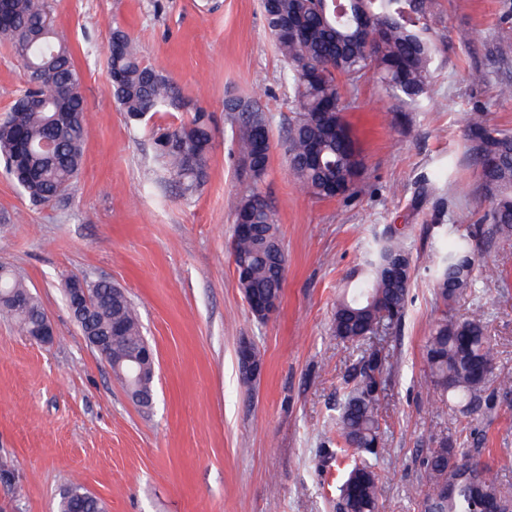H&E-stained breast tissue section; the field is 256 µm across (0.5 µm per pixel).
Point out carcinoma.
I'll return each instance as SVG.
<instances>
[{"label":"carcinoma","instance_id":"1","mask_svg":"<svg viewBox=\"0 0 512 512\" xmlns=\"http://www.w3.org/2000/svg\"><path fill=\"white\" fill-rule=\"evenodd\" d=\"M264 26L285 63L284 80L293 95L294 116L286 128L285 149L296 181L320 199L352 193L363 164L344 119L341 81L373 75L388 97L416 107L427 97L437 48L427 23L428 0H262ZM9 42L22 61L26 82L0 120V162L9 179L34 205L58 202L81 173L87 138L88 107L82 78L72 53L55 31L46 0H0ZM487 54L507 65L512 43L499 41ZM108 65L113 96L128 118L138 122L150 112L177 108L182 101L173 82L144 65L128 34L112 29ZM248 100L224 103L233 113V142L246 177L254 186L268 170L270 154L261 145L270 140L264 110L246 111ZM466 152L477 166L482 187L491 196L483 216L487 228L474 233L512 236V132L491 127L477 107L466 118ZM212 145L211 118L202 108L191 120L155 139L156 157L189 192L206 176ZM234 224H248L246 234L234 231V263L250 271L239 283L245 298L278 296L282 291L276 252L280 240L276 213L256 190L231 202ZM411 263L405 236L387 230L367 253L353 293L336 302L332 333L343 341L369 344L402 318L410 270L396 272L390 261ZM434 288L443 309L425 342L428 379L443 404L453 400L471 416L488 406L497 389L490 388L493 351L482 319L459 320L448 303L472 289L475 262L472 239L459 238L432 258ZM92 296L91 309L74 321L81 331L123 326L126 344L145 343L142 326L127 296L106 280H83ZM0 310L11 315L26 336L35 335L43 310L23 278L8 266L0 268ZM383 359L368 348L346 376V395L336 419L343 446L324 449V461L354 449L358 458L338 488L340 512H378L380 485L376 470L386 452L380 447L378 392ZM477 448H457L446 437L422 459L427 486L423 512H477L485 500L512 507V495L479 459ZM60 512H101L102 504L81 486L65 491Z\"/></svg>","mask_w":512,"mask_h":512}]
</instances>
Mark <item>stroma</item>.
I'll use <instances>...</instances> for the list:
<instances>
[{"instance_id": "35a3bbf8", "label": "stroma", "mask_w": 512, "mask_h": 512, "mask_svg": "<svg viewBox=\"0 0 512 512\" xmlns=\"http://www.w3.org/2000/svg\"><path fill=\"white\" fill-rule=\"evenodd\" d=\"M70 46L89 108L82 171L62 201L35 206L0 170V263L24 270L54 330L52 345L20 333L0 312V456L16 462L0 484V512H58L64 489L93 491L107 512H336L342 471L336 403L359 348L333 336L336 299L384 230L405 227L412 256L401 322L379 342L388 360L379 403L385 454L379 512H422L420 458L441 437L481 451L512 488V394L466 417L437 400L424 344L440 313L431 258L490 208L465 152L466 111L485 107L512 131V98L496 97L503 69L484 45L502 39L503 0H432L438 45L428 98L413 110L372 76L347 87L344 118L363 158L351 197L320 199L296 185L283 147L292 102L284 64L264 27L262 0H48ZM145 65L167 76L187 106L132 122L108 71L113 26ZM483 68L487 82L473 84ZM25 82L0 40V118ZM260 102L271 122L268 172L252 186L232 146L228 97ZM212 118L208 174L193 193L167 176L153 133ZM277 214L287 267L281 302L257 319L238 286L230 202L251 188ZM472 293L451 302L482 317L494 378L512 379V238H479ZM107 279L137 309L155 353L153 399L134 403L72 319L60 283ZM247 340L264 372L240 378Z\"/></svg>"}]
</instances>
